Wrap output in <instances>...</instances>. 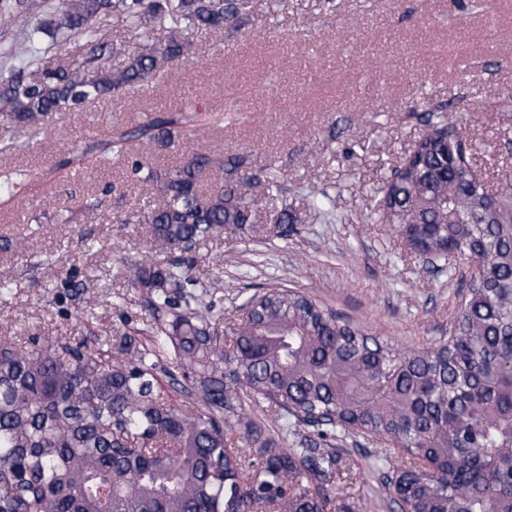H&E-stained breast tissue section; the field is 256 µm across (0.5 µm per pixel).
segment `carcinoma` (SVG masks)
Wrapping results in <instances>:
<instances>
[{"label": "carcinoma", "instance_id": "carcinoma-1", "mask_svg": "<svg viewBox=\"0 0 512 512\" xmlns=\"http://www.w3.org/2000/svg\"><path fill=\"white\" fill-rule=\"evenodd\" d=\"M33 7L0 0V21ZM115 12L139 29L160 21L165 36L144 33L112 68L102 65L112 50L93 22ZM239 18L238 0H59L17 38L62 53L82 35V64L0 75V125L35 136L57 112L156 82L185 55L189 34L222 32ZM421 122L378 188L375 214L450 269V249L478 264L446 341L403 354L311 297L274 288L246 300L226 350L183 260L141 263L130 279L158 313L149 344L123 337L115 356L62 337L0 341V512H260L266 501L277 512H324L336 455L262 437L250 410L264 402L325 443L351 431L392 444L383 452L402 455L394 474L410 512H512V180L491 195L471 177L461 129L433 109ZM178 125L155 117L116 129L84 141L78 157L107 158L132 140L169 148ZM124 162L161 197L145 223L173 251L251 221L238 186L202 187L206 172L233 175L241 158L192 151L166 168L133 155ZM30 176L4 166L0 188ZM305 197L312 218L335 215L326 189L310 186ZM168 355L188 382L183 409L158 387Z\"/></svg>", "mask_w": 512, "mask_h": 512}]
</instances>
